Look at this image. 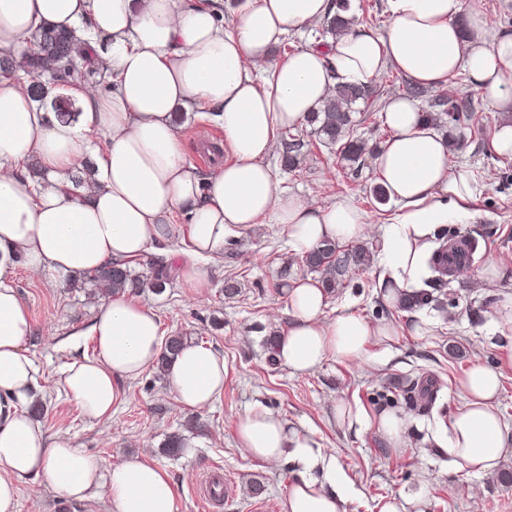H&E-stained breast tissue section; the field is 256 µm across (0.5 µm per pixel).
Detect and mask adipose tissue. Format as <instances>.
Wrapping results in <instances>:
<instances>
[{"instance_id":"1","label":"adipose tissue","mask_w":512,"mask_h":512,"mask_svg":"<svg viewBox=\"0 0 512 512\" xmlns=\"http://www.w3.org/2000/svg\"><path fill=\"white\" fill-rule=\"evenodd\" d=\"M227 5L229 24L217 20ZM333 0H0V55L23 67L36 29L74 33L106 58L115 75L111 92L78 90L76 120L42 112L28 84L0 80V512H16L20 483L43 477L55 492L84 499L105 490L112 512H176L165 470L133 458L100 478V466L68 437H50L31 417L39 370L26 349L34 323L11 284L17 261L58 279L95 271L141 255L170 239L174 210L191 217V261L180 272L202 287L199 257L223 254L228 235L259 220L284 225L290 250L363 239L368 226L348 201L325 205L280 192L266 159L276 131L301 125L333 82L371 85L385 68L426 87H440L458 71L491 106L512 113V33L492 24L478 0H385L381 35L355 28L329 47H307L271 64L273 48L290 32L333 14ZM208 108L224 129L232 160L208 178L183 160L173 123L177 109ZM391 136L376 153L380 184L396 216L382 235L383 301L403 304L421 292V278L441 224L473 218L469 178L451 173L448 142L430 128L413 100L390 99L382 113ZM105 133V150L93 134ZM35 156L55 177L37 188L19 164ZM95 179L73 193L69 176L87 160ZM290 321L277 357L293 372L314 371L327 358H359L372 338L396 331L351 313L325 317L327 294L311 279L288 289ZM93 358L74 357L61 385L86 417L108 416L123 380L155 364L162 347L154 312L125 295L106 299L90 326ZM223 357L187 345L169 366L170 391L187 409L209 407L224 392ZM498 373L474 364L460 382L463 406L448 421V465L458 472L493 473L512 451V431L497 414ZM251 458L283 459L309 470L324 459L313 440L271 413H247L236 425ZM345 489L336 479L306 477L285 495V512H342Z\"/></svg>"}]
</instances>
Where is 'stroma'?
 <instances>
[{
    "label": "stroma",
    "mask_w": 512,
    "mask_h": 512,
    "mask_svg": "<svg viewBox=\"0 0 512 512\" xmlns=\"http://www.w3.org/2000/svg\"><path fill=\"white\" fill-rule=\"evenodd\" d=\"M462 96L471 102L469 120L445 124L440 133L462 142L461 149L451 152L450 166L467 175L476 189L471 204L475 217L448 225L447 231L452 237L476 239L477 250L473 264L450 277L446 287L432 289L433 300L423 307H392L378 295L381 235L396 212L395 206L373 196L378 185L374 151L390 135L380 113L369 112L361 101L354 106L368 114L356 132L363 146L359 170L349 169L336 146L321 142L308 123L290 130L303 143L298 170L284 169L280 154L268 159L278 188L321 202L350 200L370 226L364 241L369 263L351 268L344 287L329 294L325 309L330 318L351 312L396 329L389 345L371 340L365 358H330L312 373L299 375L270 353L267 338L288 325L287 288L293 280L309 277L317 282L321 276L310 273L302 255L289 250L283 226L262 221L228 236L222 256L198 259L205 274L202 290L176 276L163 292L146 288L131 296L155 312L162 336L180 334L223 356L227 372L222 397L207 409L184 410L169 393L165 377L151 368L122 383L110 417L91 420L66 396L59 378L74 355L94 357L88 329L103 298L84 275L50 281L17 265L13 285L34 322L28 351L40 369L37 399L45 410L39 420L48 434L72 438L104 471L135 456L152 461L173 482L177 512H284L285 493L299 477L298 466L285 460L266 464L237 446L239 416L264 410L306 432L334 464L337 476L348 484L344 512H379L385 499L400 496L414 498L408 512H512V454L499 472L474 475L450 470L444 450L445 425L462 403L458 381L477 362L500 372L497 410L512 430V364L503 358L512 348V333H501L494 325L504 291L476 285L487 263L512 270V160L496 156L489 147L491 133L505 115L488 106L462 74L443 87L425 89L416 104L425 112L431 103ZM203 128L213 141L224 137L220 124L204 112L184 111L176 122L184 160L206 178L214 165L197 139ZM172 222L179 235L132 259L136 273L149 272L159 257L179 269L188 248L185 229L190 218L177 211ZM230 282L237 288L232 295L224 291ZM418 319L425 326L417 336L412 326ZM385 347L390 354L379 359ZM427 378L435 381L437 394L425 412L414 394ZM340 400L369 414L362 429L337 420L335 404ZM383 411L405 417L403 448L387 447L381 440L374 418ZM172 435L181 437L183 447L170 455L164 445ZM215 469L223 471L226 487L216 511L199 497L201 482ZM257 481L264 486L259 494L253 491ZM111 509L105 493L76 500L52 491L40 477L19 488L18 512Z\"/></svg>",
    "instance_id": "1"
}]
</instances>
